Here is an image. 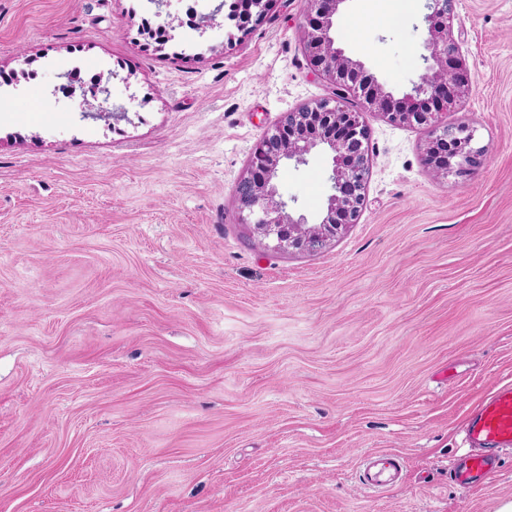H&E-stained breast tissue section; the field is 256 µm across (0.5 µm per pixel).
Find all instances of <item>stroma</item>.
<instances>
[{
    "instance_id": "1",
    "label": "stroma",
    "mask_w": 512,
    "mask_h": 512,
    "mask_svg": "<svg viewBox=\"0 0 512 512\" xmlns=\"http://www.w3.org/2000/svg\"><path fill=\"white\" fill-rule=\"evenodd\" d=\"M305 0L249 33L222 0L163 49L182 0H0V512H497L455 485L469 414L512 383V0H456L473 94L447 123L488 158L434 179L422 128L370 114L357 224L288 255L240 223L235 187L284 112L332 97L308 68ZM424 6L347 0L346 49L398 91ZM363 17L359 34L350 20ZM100 75L107 117L82 119ZM331 161L285 168L307 217ZM403 478L365 489L370 453Z\"/></svg>"
}]
</instances>
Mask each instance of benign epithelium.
<instances>
[{
    "mask_svg": "<svg viewBox=\"0 0 512 512\" xmlns=\"http://www.w3.org/2000/svg\"><path fill=\"white\" fill-rule=\"evenodd\" d=\"M272 0H252L250 14L234 21L239 31L261 22ZM347 0H306L299 37L308 66L336 91V99L305 103L284 114L252 148L245 173L236 187L239 220L253 226L274 248L291 253H315L339 239L358 223L370 177V128L365 114L381 116L402 126L427 130L421 148L424 165L437 179L450 174L467 177L486 160L487 148L475 146V130L466 123L445 124L447 112L470 97V71L452 38L449 19L454 0H427V35L421 55L425 67L411 90L396 95L369 73L358 53H348L336 39V18ZM360 99V109L345 104L348 95ZM332 160V193L320 217L311 222L288 207L279 183L289 162H308L315 150Z\"/></svg>",
    "mask_w": 512,
    "mask_h": 512,
    "instance_id": "1",
    "label": "benign epithelium"
}]
</instances>
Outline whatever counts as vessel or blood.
Masks as SVG:
<instances>
[{
    "mask_svg": "<svg viewBox=\"0 0 512 512\" xmlns=\"http://www.w3.org/2000/svg\"><path fill=\"white\" fill-rule=\"evenodd\" d=\"M466 437L473 451L461 459L451 478L465 489L488 487L498 475V461L491 456V449L512 447V384L499 387L480 402L467 420ZM404 467L399 455L374 452L363 473V483L369 489L380 487L402 473Z\"/></svg>",
    "mask_w": 512,
    "mask_h": 512,
    "instance_id": "b4317fda",
    "label": "vessel or blood"
}]
</instances>
